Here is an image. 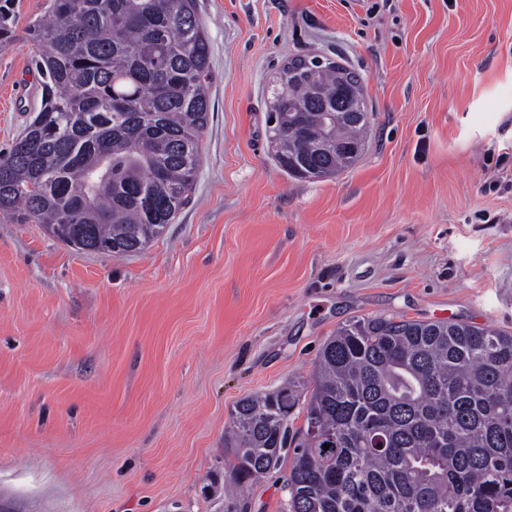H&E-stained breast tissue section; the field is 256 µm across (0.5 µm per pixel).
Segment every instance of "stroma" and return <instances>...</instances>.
I'll return each instance as SVG.
<instances>
[{
    "label": "stroma",
    "mask_w": 512,
    "mask_h": 512,
    "mask_svg": "<svg viewBox=\"0 0 512 512\" xmlns=\"http://www.w3.org/2000/svg\"><path fill=\"white\" fill-rule=\"evenodd\" d=\"M0 149L40 107L12 0ZM210 121L193 201L144 251L0 216V512H286V470L224 483L235 404L309 379L355 317L512 333V0H196ZM358 72L367 148L288 176L266 101L292 57Z\"/></svg>",
    "instance_id": "1"
}]
</instances>
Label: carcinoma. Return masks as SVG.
Returning <instances> with one entry per match:
<instances>
[{
    "mask_svg": "<svg viewBox=\"0 0 512 512\" xmlns=\"http://www.w3.org/2000/svg\"><path fill=\"white\" fill-rule=\"evenodd\" d=\"M25 34L41 106L0 151V214L75 250L88 240L98 253L145 250L190 203L210 120L195 0H49ZM14 38L0 8V46ZM346 96L361 103L351 117L324 124L311 111ZM272 120L288 175L349 169L369 124L361 77L326 57L302 80L282 68ZM224 447L231 483L289 465L288 512H512V334L351 320L321 347L311 381L239 401Z\"/></svg>",
    "mask_w": 512,
    "mask_h": 512,
    "instance_id": "1",
    "label": "carcinoma"
}]
</instances>
